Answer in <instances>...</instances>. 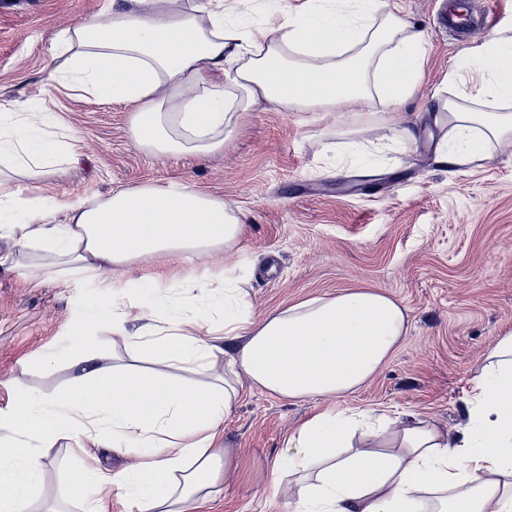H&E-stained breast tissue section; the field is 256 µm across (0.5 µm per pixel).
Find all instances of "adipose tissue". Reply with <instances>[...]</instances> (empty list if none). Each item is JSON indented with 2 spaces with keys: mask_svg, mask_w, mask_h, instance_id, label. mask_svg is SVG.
Returning <instances> with one entry per match:
<instances>
[{
  "mask_svg": "<svg viewBox=\"0 0 512 512\" xmlns=\"http://www.w3.org/2000/svg\"><path fill=\"white\" fill-rule=\"evenodd\" d=\"M239 2L220 0L197 16L168 0H112L106 17L63 32L61 44L92 100L132 105L133 144L158 154H223L233 118L261 101L331 110L341 126H363L371 100L397 108L421 82L424 36L399 0H325L297 11L280 0V24L256 28L230 22ZM457 68L481 69L484 80L435 114L456 134L436 159L466 167L512 137V113L502 109L512 102V36L489 38ZM73 153L48 132L44 113L0 118V179L46 177ZM239 232L223 199L188 185L64 204L18 187L0 192V248L15 271L32 247L83 276L169 252L194 261L230 247ZM134 288L152 309L150 323L132 331L133 315L119 302L87 305L69 393L22 391L0 412V512H28L43 490L40 451L65 434L139 459L112 472L85 469L73 496L115 487L137 512H191L233 474L234 450L217 441L242 385L285 400L342 398L372 379L407 333L405 308L379 290H343L258 319L237 287L203 289L192 308L154 278H137ZM214 308L222 334L194 335ZM102 322L126 337L130 364L103 363L89 339ZM220 354L223 376L182 379ZM137 360L150 369L134 368ZM467 418L451 432L413 413L316 412L276 461L290 512H512V335L484 366Z\"/></svg>",
  "mask_w": 512,
  "mask_h": 512,
  "instance_id": "ef3b65f1",
  "label": "adipose tissue"
}]
</instances>
